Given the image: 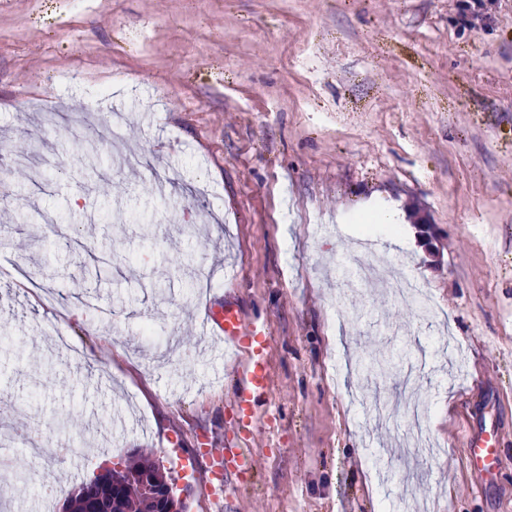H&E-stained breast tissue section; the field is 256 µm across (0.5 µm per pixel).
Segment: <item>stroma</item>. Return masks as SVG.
Masks as SVG:
<instances>
[{
    "instance_id": "stroma-1",
    "label": "stroma",
    "mask_w": 512,
    "mask_h": 512,
    "mask_svg": "<svg viewBox=\"0 0 512 512\" xmlns=\"http://www.w3.org/2000/svg\"><path fill=\"white\" fill-rule=\"evenodd\" d=\"M375 197L410 248L365 234ZM213 300L268 336L275 389L230 512H512V0H0V512H64L141 450L213 512L246 359L198 335ZM442 335L416 461L404 370ZM491 419L486 482L462 444ZM23 423L74 455L28 475ZM365 214H374V218L378 224H386L387 226H392V231L394 234L409 240V235L405 227L406 225H404V216L402 212L395 206L383 208L373 207L367 209ZM403 299L409 305L417 304L424 315H430L434 310L432 298L424 285L415 279L409 280L403 289Z\"/></svg>"
}]
</instances>
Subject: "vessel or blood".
<instances>
[{
    "mask_svg": "<svg viewBox=\"0 0 512 512\" xmlns=\"http://www.w3.org/2000/svg\"><path fill=\"white\" fill-rule=\"evenodd\" d=\"M203 333L216 334L224 345L233 350L247 351L249 359L241 372V383L232 405L238 413V425L246 436L256 431L259 405L269 403L274 392L272 367L269 361V340L256 327L246 325L231 303L210 304L199 320ZM500 430L496 423L484 424L479 430L470 432L465 439L466 459L469 467L481 473L486 480H494L503 467V460L496 448ZM251 448L227 445L213 450L216 467L230 465L235 479L252 470Z\"/></svg>",
    "mask_w": 512,
    "mask_h": 512,
    "instance_id": "1",
    "label": "vessel or blood"
}]
</instances>
